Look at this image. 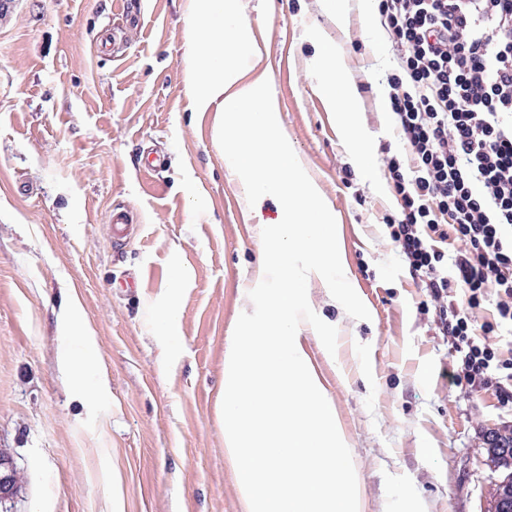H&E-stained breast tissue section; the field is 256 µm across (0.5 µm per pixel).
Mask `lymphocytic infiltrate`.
Here are the masks:
<instances>
[{"instance_id":"lymphocytic-infiltrate-1","label":"lymphocytic infiltrate","mask_w":512,"mask_h":512,"mask_svg":"<svg viewBox=\"0 0 512 512\" xmlns=\"http://www.w3.org/2000/svg\"><path fill=\"white\" fill-rule=\"evenodd\" d=\"M397 60L391 110L409 163L390 157L400 206L389 237L435 303L470 383L512 403V361L479 334L512 328V0H379ZM464 243L453 261L448 239ZM463 291L467 304L451 300ZM496 300L495 322L474 312Z\"/></svg>"}]
</instances>
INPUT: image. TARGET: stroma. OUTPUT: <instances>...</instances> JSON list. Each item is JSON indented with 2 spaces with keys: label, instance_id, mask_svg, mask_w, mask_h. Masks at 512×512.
Instances as JSON below:
<instances>
[{
  "label": "stroma",
  "instance_id": "stroma-1",
  "mask_svg": "<svg viewBox=\"0 0 512 512\" xmlns=\"http://www.w3.org/2000/svg\"><path fill=\"white\" fill-rule=\"evenodd\" d=\"M21 0L0 23V448L24 477L10 512H241L224 451V353L282 207L246 203L187 86L189 0ZM280 127L337 222L358 320L312 280L335 354L303 348L336 410L361 512H482L498 477L486 434L512 431L496 386L449 383L434 303L389 238L399 215L389 155L407 156L388 100L395 56L377 0H242ZM355 89L359 139L327 104L319 43ZM373 157L363 164L358 145ZM151 153L167 164L149 169ZM136 231L109 236L114 206ZM78 301L96 352L80 380L61 351ZM173 335H164L167 322ZM107 377L96 403L81 386Z\"/></svg>",
  "mask_w": 512,
  "mask_h": 512
}]
</instances>
